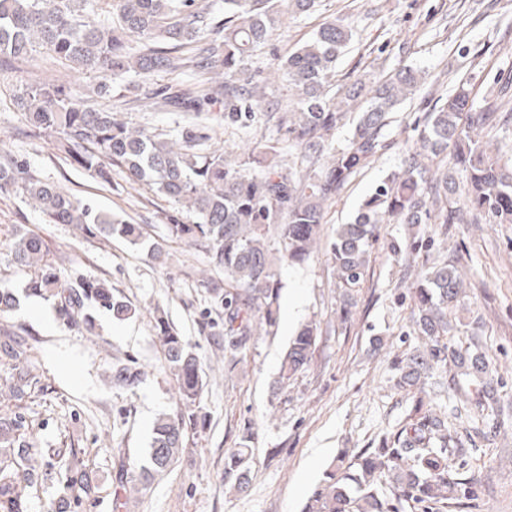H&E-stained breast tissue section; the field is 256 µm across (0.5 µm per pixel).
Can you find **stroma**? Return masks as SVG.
Instances as JSON below:
<instances>
[{"instance_id":"35a3bbf8","label":"stroma","mask_w":512,"mask_h":512,"mask_svg":"<svg viewBox=\"0 0 512 512\" xmlns=\"http://www.w3.org/2000/svg\"><path fill=\"white\" fill-rule=\"evenodd\" d=\"M352 12L356 39L337 66L349 82L383 77L402 65L427 73V89L449 91L458 80L473 89L475 102L512 79V0H320L306 18L284 16L272 50L253 63L267 69L274 57L307 40L325 18ZM53 80L79 90L88 104L114 112L131 127H148L172 139L183 127L184 112L160 108L159 93L176 94L195 83L193 75L130 73L101 94V75L73 70L37 49L25 61L0 58V146L38 178L58 184L91 207L142 225L146 244L133 246L115 237L102 240L72 224L45 223L22 193L0 194V225L34 230L44 238L66 279L106 281L128 302L133 316L118 320L95 310V328L85 332L58 319L55 302L25 290L27 269L16 266L0 244V280L7 282L15 305L0 315V329L24 337L28 366L36 381L19 403L24 438L43 449L36 469L52 463L49 478L31 491L27 512H113L112 489L122 475H136L148 462L147 448L158 415L180 410L177 386L153 329V312L163 308L169 321L198 354L204 378L199 413L202 421L187 433L176 462L153 484L132 493L126 512H301L341 452L356 454L393 433L409 414L411 401L398 389L399 357L421 345L410 327L408 268L444 260L460 262L465 293L455 314L462 327L454 338L485 353L498 397L504 404V428L475 435L488 422L476 410L483 383L476 378L444 384L427 395L430 413L442 417L458 437L474 435L463 472L475 475L476 494L462 512H512V224L426 225L427 235L443 247L400 258L385 241L405 233L386 224L382 241L370 253L364 277L353 290L349 323L338 313L344 291L325 247L302 266L281 265L280 308L299 305V322L318 319L319 336L309 367L286 388L275 384L281 360L292 340L283 325L251 340L244 362L224 364V315L200 280L208 270L204 253L168 242L164 262L153 260L150 242L166 236L168 216L192 221L186 208L113 172L104 183L66 159L54 138L29 136L18 99L35 83ZM421 97L406 102L389 130L390 147L364 168L328 208L324 238L348 223L360 202L417 140ZM386 346L374 349L373 332ZM135 359L145 373L132 390L112 383V367ZM250 433V483L236 492L224 484V454ZM80 462L90 497L71 489L73 462Z\"/></svg>"}]
</instances>
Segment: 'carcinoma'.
I'll return each instance as SVG.
<instances>
[{
	"instance_id": "carcinoma-1",
	"label": "carcinoma",
	"mask_w": 512,
	"mask_h": 512,
	"mask_svg": "<svg viewBox=\"0 0 512 512\" xmlns=\"http://www.w3.org/2000/svg\"><path fill=\"white\" fill-rule=\"evenodd\" d=\"M98 0H0V55L24 60L41 47L80 71L96 72L114 82L131 73L191 71L205 77L181 97L161 104L198 116L203 106L224 104V119L249 128L262 112L277 138L241 152H195L202 139L193 122L180 140L156 138L148 129L132 130L112 111L95 109L72 89L40 83L21 97L30 133L56 139L71 163L104 183L112 168L133 183L146 181L157 192L184 204L195 216L185 224L170 218L166 237L206 254L224 284L204 281L216 305L224 309V351L234 367L248 343L277 325L279 286L269 238L276 237L280 259L306 263L317 248L328 206L350 181L389 146L387 130L400 106L427 84L426 72L404 66L387 78H358L336 83L339 59L354 42L349 17L337 15L320 25L280 66L258 80L254 56L280 27L282 16L307 15L317 0H107L112 23L95 19ZM224 11V23L211 16ZM288 80V108L272 101L275 76ZM490 92L474 106L468 84L459 82L446 95L427 100L417 125V146L406 151L398 171L387 175L359 205L353 219L338 227L326 249L342 287L352 289L363 276L369 252L383 224H512V156L489 150L481 134L512 126V103L503 91ZM348 128L342 143L336 133ZM294 160L284 163L283 151ZM21 190L48 224H75L91 235H118L132 245L144 241L141 225L96 211L60 186L29 175L12 156L0 152V193ZM433 238L415 233L391 238L394 255L419 252ZM12 260L30 271L29 294L56 299L59 317L92 329L89 309L100 307L123 320L134 313L100 280L81 278L66 286L40 235L25 232L9 239ZM462 294L454 263H435L413 283L411 319L424 347L400 359L396 385L422 389L437 365L466 377L489 374L484 353L448 335V310ZM153 328L177 385L180 412L163 415L153 426L148 451L151 467L137 481L148 485L166 470L183 448L185 431L198 426L197 404L204 388L200 360L165 312L157 309ZM321 334L320 324L303 325L286 351L276 380L279 387L304 370ZM21 340L0 343V359L11 365L10 397L20 400L34 378ZM144 372L129 360L112 369V383L132 390ZM416 398L411 413L379 448H366L349 459L337 457L305 503L302 512H403L413 504L423 512L465 506L476 479L462 477L457 462L466 442L444 421L422 412ZM23 416L0 413V512H26L34 478L32 447L11 452L22 436ZM249 435L224 456V484L238 492L249 483Z\"/></svg>"
}]
</instances>
